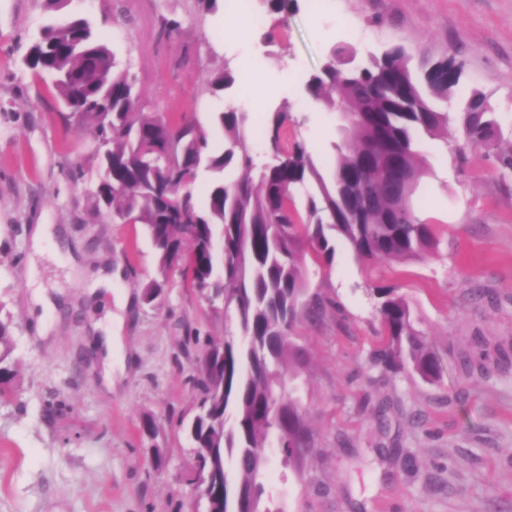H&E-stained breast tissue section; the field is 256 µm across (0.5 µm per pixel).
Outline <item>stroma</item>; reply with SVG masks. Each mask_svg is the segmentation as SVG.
Here are the masks:
<instances>
[{
    "mask_svg": "<svg viewBox=\"0 0 512 512\" xmlns=\"http://www.w3.org/2000/svg\"><path fill=\"white\" fill-rule=\"evenodd\" d=\"M68 10L91 21L151 105L197 122L213 150L224 147L215 117L225 104L261 103L248 130L259 167L274 156L268 114L286 107L289 139L330 168L337 117L308 111L304 81L337 45L359 63L403 47L417 73L454 58L455 99L487 95L501 146L512 147V0H324L319 14L298 0L284 26L257 2L262 25L230 36L226 0L199 22L187 19L186 0H71ZM48 17L44 0H0V310L12 319L17 362L15 397L0 403V512H189L193 458L177 426L195 405L185 352L195 337L233 332L235 317L177 274L161 306L142 303L156 266L144 228L93 214V130L64 122L54 90L23 64ZM176 17L180 33L161 38L163 20ZM255 57L273 86L205 91L213 73ZM419 150L427 171L414 201L436 229V250L362 263L340 245L332 264H307L312 290L336 303L296 330L307 353L297 397L315 449L298 467L272 449L263 480L270 512H512V176L480 150L454 157L441 139L422 138ZM38 224L53 227L39 243ZM107 270L106 289L98 282ZM380 285L411 301L446 368L440 382L371 367ZM36 291L47 307L33 305ZM116 311L123 324L108 385L96 338ZM467 360L489 375L463 377ZM375 392L393 401L385 417L365 404ZM55 397L68 407L52 416ZM148 416L168 451L160 470L140 432Z\"/></svg>",
    "mask_w": 512,
    "mask_h": 512,
    "instance_id": "35a3bbf8",
    "label": "stroma"
}]
</instances>
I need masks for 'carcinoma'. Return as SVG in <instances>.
I'll return each instance as SVG.
<instances>
[{"mask_svg": "<svg viewBox=\"0 0 512 512\" xmlns=\"http://www.w3.org/2000/svg\"><path fill=\"white\" fill-rule=\"evenodd\" d=\"M266 11L287 24L297 0H261ZM349 48L332 49L319 72L306 81L307 95L338 114L340 142L330 176H324L301 142H288V109L268 117V134L278 159L254 170L247 135L248 113L228 105L216 116L224 129V151L210 149L207 134L186 118L156 123L153 108L129 70L94 35L85 17H50L27 53L29 69L56 89L68 121L95 129L96 185L88 192L95 212L112 221L144 224L157 252L156 277L143 286L151 303L170 271L180 268L206 299L224 301L236 315L238 336L208 339L196 356L193 377L197 409L179 422L186 430L196 473L212 478V512H270L259 481L276 444L298 463L293 438L314 448L303 410L285 392V377L296 374L305 351L295 342L301 321L320 322L333 302L310 292L306 255L331 263L336 243L360 261L404 262L436 244L434 225L420 219L414 195L425 174L416 150L424 133L451 137L462 154L493 152L500 174L512 175V149L499 150L503 137L495 108L474 93L462 112H441L460 69L445 58L415 76L405 49L392 46L353 64ZM230 62L208 79L216 92L233 85ZM393 154L407 181L396 193L379 178L383 159ZM241 168L246 175L226 173ZM211 174L206 199L195 192L201 172ZM315 184L306 216L295 206L296 190ZM375 196L367 209L365 191ZM401 210L407 224L396 221ZM386 344L372 365L396 373L410 366L430 382L445 367L415 326L410 302L386 287L375 288ZM11 319L0 318V401L14 379ZM234 462V472L226 461Z\"/></svg>", "mask_w": 512, "mask_h": 512, "instance_id": "carcinoma-1", "label": "carcinoma"}]
</instances>
